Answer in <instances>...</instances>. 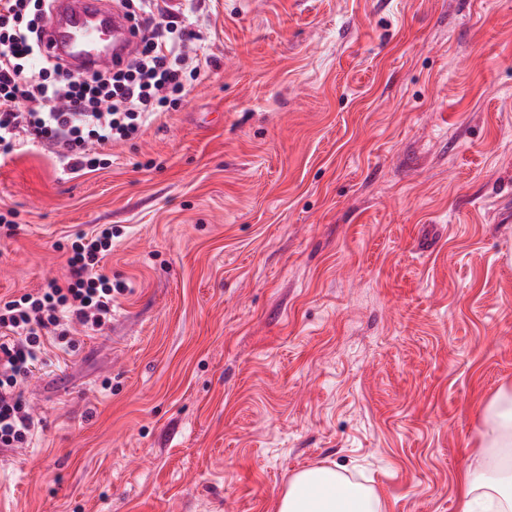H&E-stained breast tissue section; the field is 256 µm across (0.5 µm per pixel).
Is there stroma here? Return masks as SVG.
Instances as JSON below:
<instances>
[{"instance_id": "obj_1", "label": "stroma", "mask_w": 512, "mask_h": 512, "mask_svg": "<svg viewBox=\"0 0 512 512\" xmlns=\"http://www.w3.org/2000/svg\"><path fill=\"white\" fill-rule=\"evenodd\" d=\"M171 112L61 171L0 162V301L109 224L112 322L36 370L0 512H277L341 465L458 512L512 385V0H197Z\"/></svg>"}]
</instances>
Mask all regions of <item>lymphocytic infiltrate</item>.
Segmentation results:
<instances>
[{
  "mask_svg": "<svg viewBox=\"0 0 512 512\" xmlns=\"http://www.w3.org/2000/svg\"><path fill=\"white\" fill-rule=\"evenodd\" d=\"M51 0H0V161L38 140L71 172L100 168L115 141L186 95L199 63L186 51L200 31L180 26L158 0H122L140 35L136 54L114 72L74 73L41 49ZM113 232L104 225L72 240L64 281L0 303V451L31 447L41 425L24 384L74 351L75 327L98 332L112 322V279L102 271Z\"/></svg>",
  "mask_w": 512,
  "mask_h": 512,
  "instance_id": "1",
  "label": "lymphocytic infiltrate"
}]
</instances>
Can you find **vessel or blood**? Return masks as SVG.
<instances>
[{"instance_id": "b4317fda", "label": "vessel or blood", "mask_w": 512, "mask_h": 512, "mask_svg": "<svg viewBox=\"0 0 512 512\" xmlns=\"http://www.w3.org/2000/svg\"><path fill=\"white\" fill-rule=\"evenodd\" d=\"M43 42L72 67L95 71L123 64L134 51L136 38L125 17L106 0H54L53 21Z\"/></svg>"}]
</instances>
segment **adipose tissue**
I'll list each match as a JSON object with an SVG mask.
<instances>
[{
    "instance_id": "ef3b65f1",
    "label": "adipose tissue",
    "mask_w": 512,
    "mask_h": 512,
    "mask_svg": "<svg viewBox=\"0 0 512 512\" xmlns=\"http://www.w3.org/2000/svg\"><path fill=\"white\" fill-rule=\"evenodd\" d=\"M480 417L481 452L465 471L458 512H512V386L500 388ZM277 512H385V505L373 487L318 466L291 478Z\"/></svg>"
}]
</instances>
